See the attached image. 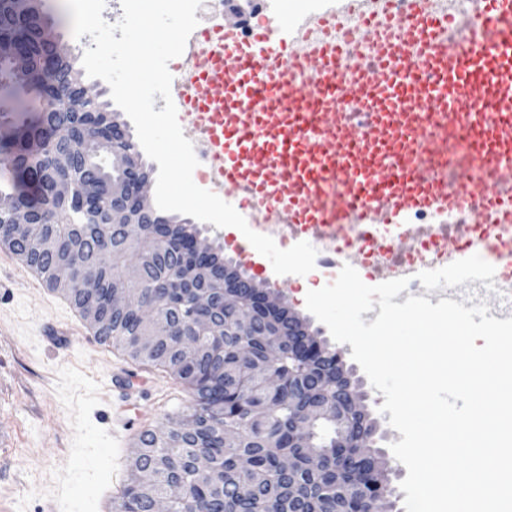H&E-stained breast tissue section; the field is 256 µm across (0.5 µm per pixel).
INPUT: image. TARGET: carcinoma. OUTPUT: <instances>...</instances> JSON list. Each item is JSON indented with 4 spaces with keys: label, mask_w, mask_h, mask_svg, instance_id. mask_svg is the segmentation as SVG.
Wrapping results in <instances>:
<instances>
[{
    "label": "carcinoma",
    "mask_w": 512,
    "mask_h": 512,
    "mask_svg": "<svg viewBox=\"0 0 512 512\" xmlns=\"http://www.w3.org/2000/svg\"><path fill=\"white\" fill-rule=\"evenodd\" d=\"M49 25L43 4L26 16L16 15L0 2V121L19 127L18 137L0 140V194L14 197L28 211L39 237L63 235L61 247L78 242L103 287L130 269L138 272L134 305L99 310V341L121 348L136 363L162 368L184 383L193 395L192 405L171 419L170 426L146 430L138 437L140 454L134 456L129 478L113 503L115 512H150L157 497L168 500L170 512H188V501L205 512H359L364 499L391 494L382 474L384 455L372 447H336V424L314 426L313 444L326 453L330 465L316 470L309 465L310 448L288 447V430L310 398L341 392L357 380L349 368L338 372L342 357L326 348L324 366L312 367L299 359L296 350L277 343V334L288 332V318L268 313L258 319L268 333L266 342H252L224 329V310L217 313L215 328L202 333L191 315L188 297L167 291V283L182 266V256L164 244L149 246L150 256L116 247L108 254L96 249V239L86 232L89 222L81 200H61L52 193L59 177L74 181L88 167L106 169L104 151L89 160H77L69 143L92 122L89 112L65 111L53 93L54 74L45 69L54 59L60 76H71L73 66L55 59L54 46L42 36ZM23 46L29 57V80L20 82L10 68V51ZM26 265L34 268L47 287L58 289L54 259L21 244L3 241ZM78 311L91 304L93 295L73 286L63 289ZM155 300L156 316L182 331L179 339L158 343L144 351L139 337L146 332L135 311L144 296ZM278 348L272 371L285 386L255 399L242 380L244 367L239 351L248 347L255 361L267 359L270 345ZM293 467L282 466L286 458ZM153 463L151 485L139 479L141 466Z\"/></svg>",
    "instance_id": "carcinoma-1"
}]
</instances>
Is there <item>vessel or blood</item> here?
Returning <instances> with one entry per match:
<instances>
[{
    "label": "vessel or blood",
    "instance_id": "b4317fda",
    "mask_svg": "<svg viewBox=\"0 0 512 512\" xmlns=\"http://www.w3.org/2000/svg\"><path fill=\"white\" fill-rule=\"evenodd\" d=\"M367 0L347 24L350 0L323 16L281 11L264 34L242 38V25L211 17L194 30L173 75L172 99L182 126L207 138L197 150L210 189L248 224L288 227L296 241L348 236L346 251L317 254L318 263H352L375 224H396L412 239L408 214L469 211L477 224L512 235V0H460L454 11L436 0ZM347 26L349 41L374 47L365 66L345 45L321 37ZM462 29L467 41L450 38ZM347 97L337 101V87ZM462 168L456 184L448 172ZM443 261L464 259L447 225ZM495 292L491 317H512V251L490 256ZM469 303L473 286L410 294ZM125 403L111 421L134 425L128 401L144 385L135 373L113 375Z\"/></svg>",
    "mask_w": 512,
    "mask_h": 512
}]
</instances>
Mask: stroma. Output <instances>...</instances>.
<instances>
[{
	"mask_svg": "<svg viewBox=\"0 0 512 512\" xmlns=\"http://www.w3.org/2000/svg\"><path fill=\"white\" fill-rule=\"evenodd\" d=\"M45 10L66 56L81 61L90 38H75L64 0H45ZM201 239L217 247L224 259L268 289L300 316L313 331L330 339L328 328L309 318L296 298L301 276L287 286L272 279L268 261H254V247L210 223H200ZM0 426L15 434L13 447H0V501L12 512H101V502L116 482L128 479L136 449L127 439L119 452L113 443L110 404L101 398L112 384V369L132 367L121 350L102 344L76 309L47 286H35L24 264L0 246ZM69 322L68 345L48 343L44 330ZM146 384L137 412L146 428L158 429L190 405L185 385L164 370Z\"/></svg>",
	"mask_w": 512,
	"mask_h": 512,
	"instance_id": "35a3bbf8",
	"label": "stroma"
}]
</instances>
